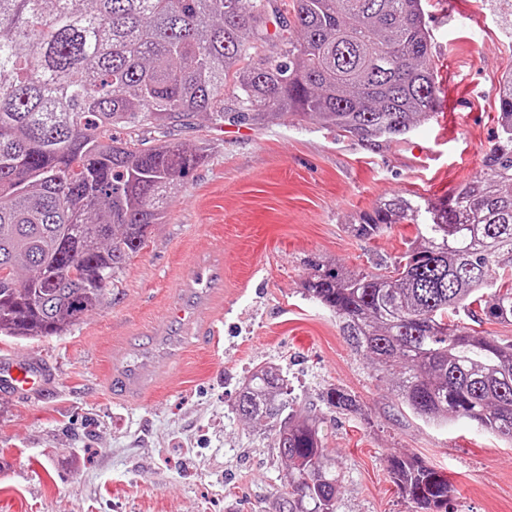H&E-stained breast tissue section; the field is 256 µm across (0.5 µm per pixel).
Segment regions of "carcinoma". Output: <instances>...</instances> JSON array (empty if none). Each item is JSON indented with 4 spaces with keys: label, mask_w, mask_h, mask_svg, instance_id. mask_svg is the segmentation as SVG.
<instances>
[{
    "label": "carcinoma",
    "mask_w": 512,
    "mask_h": 512,
    "mask_svg": "<svg viewBox=\"0 0 512 512\" xmlns=\"http://www.w3.org/2000/svg\"><path fill=\"white\" fill-rule=\"evenodd\" d=\"M430 52L422 0H0V336L59 335L104 304L161 223L167 189L207 158L113 129L287 113L361 141L402 139L437 112ZM498 106L501 136L480 179L425 208L394 196L354 225L363 238L417 226L393 274L319 269L304 294L414 416L512 441V342L454 320L487 290L482 314L512 320V72ZM324 401L357 409L336 387ZM294 405L282 373L262 365L234 410L275 433L286 461L276 512H336L343 474L319 420ZM388 463L418 512L447 509L445 474Z\"/></svg>",
    "instance_id": "obj_1"
}]
</instances>
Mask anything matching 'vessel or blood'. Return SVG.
Instances as JSON below:
<instances>
[{"instance_id": "b4317fda", "label": "vessel or blood", "mask_w": 512, "mask_h": 512, "mask_svg": "<svg viewBox=\"0 0 512 512\" xmlns=\"http://www.w3.org/2000/svg\"><path fill=\"white\" fill-rule=\"evenodd\" d=\"M224 288V253L196 262L192 275L180 288L181 301L172 307L163 326L151 328L145 342L126 346L109 367V382L116 397L134 402L149 393L166 371L185 354L190 338L216 339L218 329L211 309ZM43 370L34 362L0 360V381L15 391L38 390Z\"/></svg>"}]
</instances>
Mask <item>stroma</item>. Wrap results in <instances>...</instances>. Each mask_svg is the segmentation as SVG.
Segmentation results:
<instances>
[{"instance_id":"stroma-1","label":"stroma","mask_w":512,"mask_h":512,"mask_svg":"<svg viewBox=\"0 0 512 512\" xmlns=\"http://www.w3.org/2000/svg\"><path fill=\"white\" fill-rule=\"evenodd\" d=\"M440 104L406 139L367 144L282 115L261 125L170 127L167 141L203 148L178 180L107 301L61 336L0 338V357L36 359L40 390L0 386V512H275L285 464L269 428L234 412L244 376L279 367L300 412L324 423L345 475L337 512H415L390 456L442 471L448 512H512V442L464 421L433 425L403 409L307 299L316 269L342 275L391 265L417 235L401 222L352 231L392 196L437 201L483 171L498 143L497 95L512 71V8L504 0H425ZM224 250L221 342L191 340L170 379L138 403L115 399L106 367L179 301L192 259ZM355 395L341 414L322 399ZM324 401L329 407L338 412H351L357 409V401L353 395L340 388H328L324 394Z\"/></svg>"}]
</instances>
